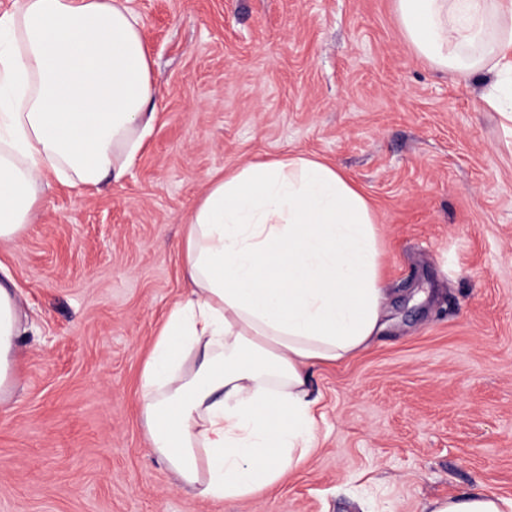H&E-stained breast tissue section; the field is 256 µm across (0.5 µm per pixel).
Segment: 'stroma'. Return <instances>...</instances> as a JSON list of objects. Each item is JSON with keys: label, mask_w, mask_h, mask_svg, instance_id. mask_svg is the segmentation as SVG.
Masks as SVG:
<instances>
[{"label": "stroma", "mask_w": 512, "mask_h": 512, "mask_svg": "<svg viewBox=\"0 0 512 512\" xmlns=\"http://www.w3.org/2000/svg\"><path fill=\"white\" fill-rule=\"evenodd\" d=\"M159 89L120 182L40 186L0 263L26 314L0 403V512H431L512 496V122L419 57L396 0H132ZM304 156L369 200L386 288L368 348L309 372L316 447L213 501L151 447L143 363L186 292L213 175ZM512 497L495 493L458 495L434 503L431 512H511Z\"/></svg>", "instance_id": "obj_1"}]
</instances>
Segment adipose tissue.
<instances>
[{"instance_id": "adipose-tissue-1", "label": "adipose tissue", "mask_w": 512, "mask_h": 512, "mask_svg": "<svg viewBox=\"0 0 512 512\" xmlns=\"http://www.w3.org/2000/svg\"><path fill=\"white\" fill-rule=\"evenodd\" d=\"M415 51L459 79L489 77L512 117V0H396ZM128 0H18L0 15V241L20 240L50 179L120 181L158 91ZM190 288L146 359L140 403L154 452L197 496L248 499L316 443L308 370L366 349L381 321L372 207L334 166L296 156L209 186L181 243ZM23 333L0 281V394L17 385ZM432 512H512L458 495Z\"/></svg>"}]
</instances>
